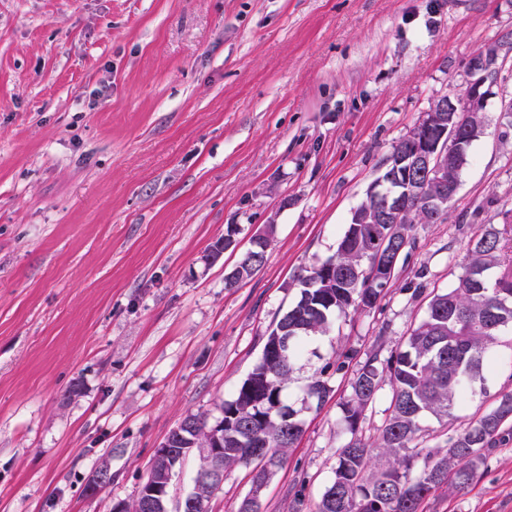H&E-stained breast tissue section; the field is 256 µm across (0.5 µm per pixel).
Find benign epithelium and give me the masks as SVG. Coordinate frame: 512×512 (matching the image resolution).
<instances>
[{"label": "benign epithelium", "mask_w": 512, "mask_h": 512, "mask_svg": "<svg viewBox=\"0 0 512 512\" xmlns=\"http://www.w3.org/2000/svg\"><path fill=\"white\" fill-rule=\"evenodd\" d=\"M500 50V45L489 44L471 55L465 64L464 90L454 96L441 95L431 103L416 124L408 147L391 157L352 212L354 223L393 224L397 214L409 209L423 208L435 222L447 214L448 203L459 187V162L469 154L470 144L483 134L482 112L499 71ZM271 238L267 229L255 234L249 247L241 251L242 260L250 266L249 258L254 254L266 255ZM238 247L232 227L215 243L208 258L214 260ZM313 277L316 288L336 284L335 269L329 265L316 266ZM207 428V443L199 448L186 425L173 428L156 448L148 477L137 495L141 512H168L170 490L181 465V456L171 448L175 442L189 453L200 450L209 462L207 468L197 471L191 491L178 502L177 510L209 512L207 493H216L224 484V417L207 421ZM110 484L112 470L103 465L93 472L85 491L95 495Z\"/></svg>", "instance_id": "obj_1"}]
</instances>
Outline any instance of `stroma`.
I'll use <instances>...</instances> for the list:
<instances>
[{
    "label": "stroma",
    "instance_id": "1",
    "mask_svg": "<svg viewBox=\"0 0 512 512\" xmlns=\"http://www.w3.org/2000/svg\"><path fill=\"white\" fill-rule=\"evenodd\" d=\"M496 42L512 43V0H0V512L133 502L170 431L217 417L252 371L394 145ZM500 60L445 218L415 225L375 308L311 339L287 389L303 432L262 512H312L354 371L456 284L477 233L512 224V50ZM271 221L263 267L225 288L235 256L206 263L210 246ZM495 354L423 447L512 389L511 334ZM328 360L346 364L331 398L303 403ZM103 463L112 483L87 496ZM250 491L249 467L227 468L211 512ZM423 512H512V444Z\"/></svg>",
    "mask_w": 512,
    "mask_h": 512
}]
</instances>
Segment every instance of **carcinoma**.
Returning <instances> with one entry per match:
<instances>
[{
  "mask_svg": "<svg viewBox=\"0 0 512 512\" xmlns=\"http://www.w3.org/2000/svg\"><path fill=\"white\" fill-rule=\"evenodd\" d=\"M427 222L422 212L406 211L398 223L347 224L336 251L326 261L336 266V288H303L297 302L267 332L260 360L224 401V467L249 465L252 448L268 443L261 475L287 462V450L303 425L285 396L295 363L311 337L329 332L333 319L348 310L374 308L394 272H374L373 230L385 231L386 248L408 256L415 247L414 226ZM468 262L455 287L433 294L424 318L405 337L404 346L382 360L370 355L351 379L352 393L342 404V422L351 438L336 453L333 478L313 512H421L438 491H464L477 477L491 449L512 440V391L460 431L448 434L447 448H420L425 419L453 415L460 401L484 381L498 363L492 354L498 336L512 329V254L495 228L469 244ZM288 339V357L277 343ZM345 363L328 362L304 388V400L318 406L330 398V372ZM390 386L389 415L377 454L357 437L364 410L383 383Z\"/></svg>",
  "mask_w": 512,
  "mask_h": 512,
  "instance_id": "obj_1",
  "label": "carcinoma"
}]
</instances>
